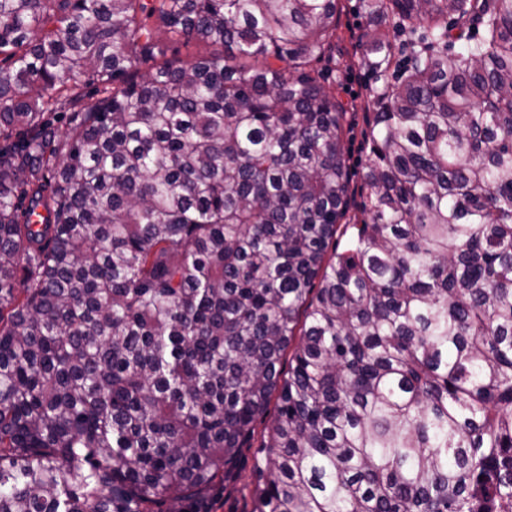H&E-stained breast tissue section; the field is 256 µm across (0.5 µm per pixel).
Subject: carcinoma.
<instances>
[{"label":"carcinoma","instance_id":"cac0c4a2","mask_svg":"<svg viewBox=\"0 0 512 512\" xmlns=\"http://www.w3.org/2000/svg\"><path fill=\"white\" fill-rule=\"evenodd\" d=\"M361 9L342 224L339 0H0V512H512V0ZM340 38L336 39V77L329 75L324 86L336 95V100L346 109L344 121V159L351 178L352 186L362 184L361 171L368 159L369 146L366 140V122L363 111L365 98V78L357 69L355 40L351 33L363 32L366 20L360 8V0H341ZM341 62L339 66L337 62ZM345 65L352 66V71H345ZM268 421L269 417L257 421L256 434L248 446L250 448H242L237 464L232 474L225 477L224 484L217 483L204 492L203 496L208 502L204 511L243 512L250 509L249 490L254 479V457L259 435Z\"/></svg>","mask_w":512,"mask_h":512}]
</instances>
